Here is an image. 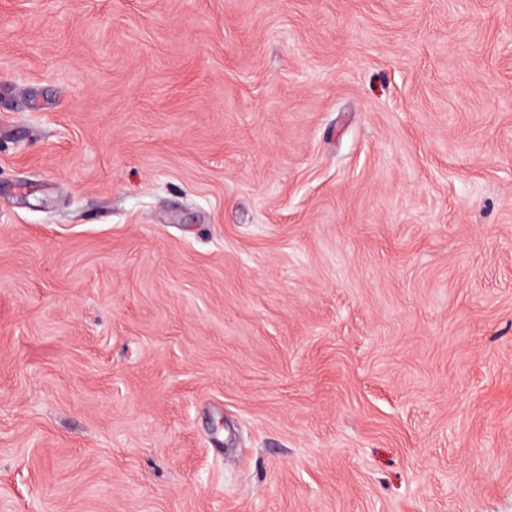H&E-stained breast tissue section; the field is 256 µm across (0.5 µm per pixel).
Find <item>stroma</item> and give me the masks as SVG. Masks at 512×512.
Instances as JSON below:
<instances>
[{"instance_id":"35a3bbf8","label":"stroma","mask_w":512,"mask_h":512,"mask_svg":"<svg viewBox=\"0 0 512 512\" xmlns=\"http://www.w3.org/2000/svg\"><path fill=\"white\" fill-rule=\"evenodd\" d=\"M0 512H512V0H0Z\"/></svg>"}]
</instances>
